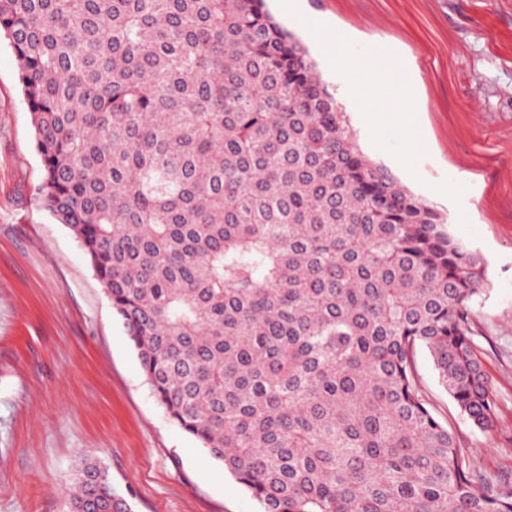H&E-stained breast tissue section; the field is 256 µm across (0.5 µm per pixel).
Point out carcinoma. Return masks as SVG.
<instances>
[{"mask_svg":"<svg viewBox=\"0 0 512 512\" xmlns=\"http://www.w3.org/2000/svg\"><path fill=\"white\" fill-rule=\"evenodd\" d=\"M42 162L168 418L263 512H512L414 380L478 429L481 256L360 151L264 0H0ZM101 463L70 503L131 512Z\"/></svg>","mask_w":512,"mask_h":512,"instance_id":"1","label":"carcinoma"}]
</instances>
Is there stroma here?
<instances>
[{"instance_id":"stroma-1","label":"stroma","mask_w":512,"mask_h":512,"mask_svg":"<svg viewBox=\"0 0 512 512\" xmlns=\"http://www.w3.org/2000/svg\"><path fill=\"white\" fill-rule=\"evenodd\" d=\"M275 19L297 34L361 151L448 218L486 264L475 347L497 408L482 431L460 415L433 360L416 383L485 476L512 482V0H301ZM329 19L356 51L391 49L408 78L366 87V113L302 17ZM376 127L395 136L374 140ZM43 175L14 53L0 39V512H69L78 460L96 457L132 512H262L221 462L156 402L121 318L70 230L39 209Z\"/></svg>"}]
</instances>
